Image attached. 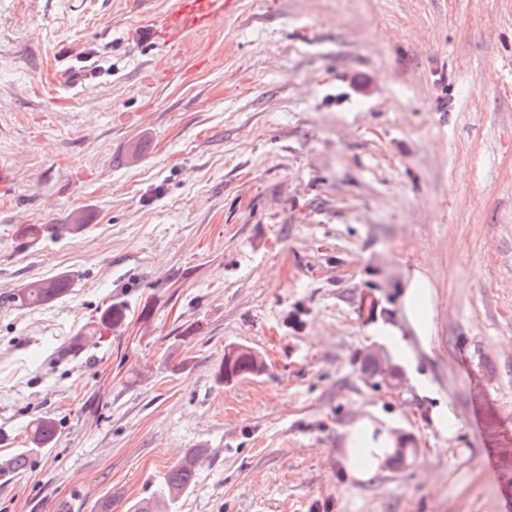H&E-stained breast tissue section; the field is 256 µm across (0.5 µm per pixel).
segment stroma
<instances>
[{"label": "stroma", "mask_w": 512, "mask_h": 512, "mask_svg": "<svg viewBox=\"0 0 512 512\" xmlns=\"http://www.w3.org/2000/svg\"><path fill=\"white\" fill-rule=\"evenodd\" d=\"M175 3L0 0V292L73 279L0 307V455L58 426L0 512H128L198 448L175 512H505L512 0H230L183 40ZM421 267L413 361L394 333ZM112 304L122 325L69 351ZM235 345L263 370L219 383ZM364 416L417 451L356 480ZM400 289L402 319L409 336L401 339L399 330L395 336L410 356L418 351L431 354L437 306L432 278L425 269L415 268L405 273ZM72 283V278L65 274L30 281L20 288L0 293V307L37 308L62 299L70 291ZM438 400L430 415L432 426L441 436L451 438L457 433L459 428L458 421L448 411V406H445L441 399L438 398Z\"/></svg>", "instance_id": "1"}]
</instances>
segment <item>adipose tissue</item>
<instances>
[{"label":"adipose tissue","instance_id":"obj_1","mask_svg":"<svg viewBox=\"0 0 512 512\" xmlns=\"http://www.w3.org/2000/svg\"><path fill=\"white\" fill-rule=\"evenodd\" d=\"M402 319L408 332L401 342L408 354L430 352L436 331V293L428 272L421 268L406 272L400 290ZM346 453L348 473L361 479L383 466L397 446V437L389 426L362 418L347 426Z\"/></svg>","mask_w":512,"mask_h":512}]
</instances>
